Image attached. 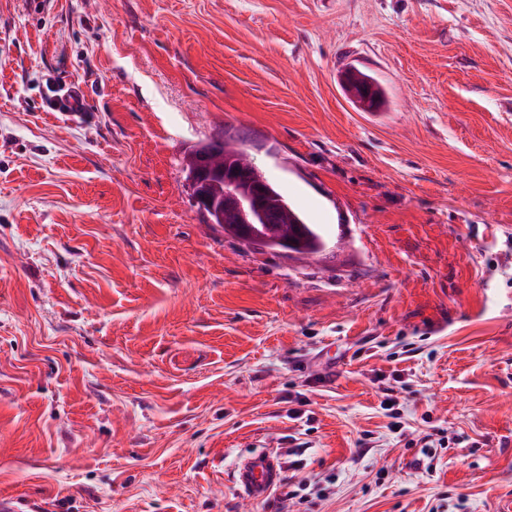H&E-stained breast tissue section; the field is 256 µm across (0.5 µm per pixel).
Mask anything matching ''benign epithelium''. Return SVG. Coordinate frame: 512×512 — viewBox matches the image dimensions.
Masks as SVG:
<instances>
[{"mask_svg": "<svg viewBox=\"0 0 512 512\" xmlns=\"http://www.w3.org/2000/svg\"><path fill=\"white\" fill-rule=\"evenodd\" d=\"M220 143L221 139L216 138L193 151V165L188 174L193 202L201 212L219 204L224 221L232 225L240 241L247 244L264 241L266 237L256 225L276 223L279 212L268 199L264 183L251 180L237 165L226 164L221 168L212 165L211 158ZM215 181L224 182V197L220 201L208 191Z\"/></svg>", "mask_w": 512, "mask_h": 512, "instance_id": "1", "label": "benign epithelium"}]
</instances>
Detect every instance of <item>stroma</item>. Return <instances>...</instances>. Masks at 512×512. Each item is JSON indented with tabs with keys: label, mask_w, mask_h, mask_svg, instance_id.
<instances>
[{
	"label": "stroma",
	"mask_w": 512,
	"mask_h": 512,
	"mask_svg": "<svg viewBox=\"0 0 512 512\" xmlns=\"http://www.w3.org/2000/svg\"><path fill=\"white\" fill-rule=\"evenodd\" d=\"M224 130L319 253L205 221ZM266 448L288 512H512V0H0V503L279 512ZM283 480V467L273 450H262L242 456L234 481L239 492L249 501L266 498Z\"/></svg>",
	"instance_id": "1"
}]
</instances>
